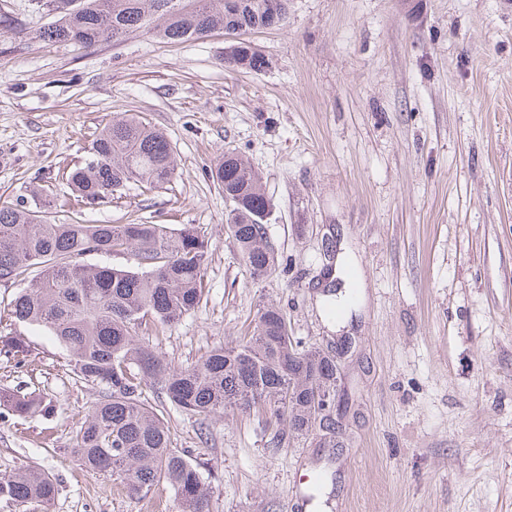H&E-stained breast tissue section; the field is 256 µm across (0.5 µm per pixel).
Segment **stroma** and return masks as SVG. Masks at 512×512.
<instances>
[{"mask_svg":"<svg viewBox=\"0 0 512 512\" xmlns=\"http://www.w3.org/2000/svg\"><path fill=\"white\" fill-rule=\"evenodd\" d=\"M66 9L0 0V204L43 207L57 224L204 236L199 308L139 334L174 366L251 335L269 304L302 347L352 341L335 456L318 431L273 445L268 411L202 423L143 382L200 462L211 512H291L317 470L328 480L311 512H512V0H290L285 22L244 35L268 60L261 72L225 68L221 31L41 40ZM122 112L167 135L172 178L69 205L66 172ZM227 152L272 203L279 264L265 278L225 228L210 168ZM11 332L31 354L23 364L0 350V387L47 408L0 412V474L51 472L47 512H178L171 487L133 497L80 468L72 439L98 387L47 331Z\"/></svg>","mask_w":512,"mask_h":512,"instance_id":"35a3bbf8","label":"stroma"}]
</instances>
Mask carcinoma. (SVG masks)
<instances>
[{
	"instance_id": "cac0c4a2",
	"label": "carcinoma",
	"mask_w": 512,
	"mask_h": 512,
	"mask_svg": "<svg viewBox=\"0 0 512 512\" xmlns=\"http://www.w3.org/2000/svg\"><path fill=\"white\" fill-rule=\"evenodd\" d=\"M82 0L43 28L51 43L84 45L118 41L134 29H149L170 42L200 39L215 30L235 32L266 26L268 0ZM227 68L260 72L268 61L260 50L229 47ZM175 160L167 136L134 115L104 126L92 142V158L68 174L76 200L88 204L114 195L130 182L153 190L168 182ZM211 177L230 201L232 225L246 265L259 277L277 258L265 236L260 211L267 194L258 175L236 156L222 155ZM208 241L186 229L174 234L163 224H53L38 209L0 205V283L22 286L0 319L47 330L71 356L75 375L101 389L76 431L71 452L86 470L117 475L132 496L166 484L179 512H210L201 464L173 446L163 412L142 399L146 378L170 403L204 419L228 411L268 409L275 423L306 435L317 422L336 425L327 413L315 417V394L336 389V359L305 349L290 362L291 342L277 335L281 311L266 306L250 336L221 343L194 364L175 368L141 343L136 330L170 324L199 307L204 295ZM128 253L134 265L88 266L91 254ZM42 267L37 280L28 270ZM0 345L19 361L30 349L18 336L0 334ZM43 400L0 388V409L18 416L42 411ZM56 481L26 468L0 477V499L46 506Z\"/></svg>"
}]
</instances>
